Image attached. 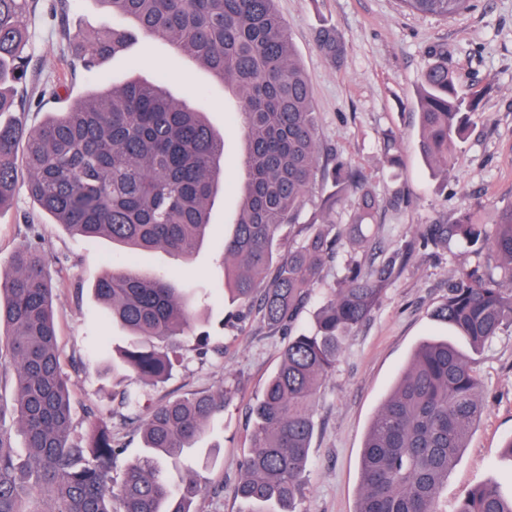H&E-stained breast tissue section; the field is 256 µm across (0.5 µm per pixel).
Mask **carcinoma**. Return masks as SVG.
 I'll return each instance as SVG.
<instances>
[{"mask_svg": "<svg viewBox=\"0 0 512 512\" xmlns=\"http://www.w3.org/2000/svg\"><path fill=\"white\" fill-rule=\"evenodd\" d=\"M33 0H0V113L18 102L8 79L23 83ZM148 38L168 43L172 58L190 56L238 100L234 123L245 135L239 216L220 246L230 318L258 317L288 332L281 363L251 409L252 448L236 497L254 512H301L302 479L315 432L320 389L352 330L363 324L390 284L402 252L383 260L350 259L315 313L312 328H293L322 282L340 240L368 255V230L379 200L368 180L331 150L321 155L311 77L295 59L275 0H98ZM405 10L452 18L472 0H399ZM133 33L114 27L73 33L85 69L120 52ZM317 48L341 63L346 43L334 26L319 29ZM439 61L420 75L416 101L419 150L435 173L448 174L454 151L478 112ZM22 151L24 170L16 164ZM390 168L400 166L396 138H382ZM23 181L40 211L87 241L109 238L125 250L155 249L190 262L210 224V204L224 182V135L201 105L174 98L157 80H128L93 90L69 110L29 129L0 123V210ZM318 213L305 219L307 198ZM355 199L349 222L333 215ZM283 224H299L302 241L278 254ZM37 227L0 268V383L14 393L12 418L28 454L15 453L0 408V512H196L205 491L197 473L178 482L176 468L224 412L227 393L191 392L154 408L139 425L143 446L122 461L112 422L100 418L84 440L71 438L73 401L63 373L52 314V278L39 251ZM423 245L455 239L498 259L497 272L462 269L434 316L480 351L512 326V201L491 224L470 211L452 224H427ZM101 316L129 332L118 360L153 384L178 360L170 340L191 330L190 294L166 274L119 270L93 288ZM481 413L472 363L445 340L423 343L368 429L356 512H445L443 492ZM457 512H512V495L481 484Z\"/></svg>", "mask_w": 512, "mask_h": 512, "instance_id": "obj_1", "label": "carcinoma"}]
</instances>
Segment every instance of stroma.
I'll list each match as a JSON object with an SVG mask.
<instances>
[{
	"instance_id": "35a3bbf8",
	"label": "stroma",
	"mask_w": 512,
	"mask_h": 512,
	"mask_svg": "<svg viewBox=\"0 0 512 512\" xmlns=\"http://www.w3.org/2000/svg\"><path fill=\"white\" fill-rule=\"evenodd\" d=\"M54 3L36 0L30 20L29 83L22 106L29 125L99 86L136 76L153 79L158 64L172 56L166 42L138 36L95 70L64 69L61 61L73 48L65 29L109 28L117 20L98 0H66L61 18L54 14ZM276 9L289 28L297 61L312 78L321 142L363 173L382 201L370 227L376 251L391 252L422 225L450 224L467 210L491 221L512 201V0H475L473 9L451 19L409 13L399 0H276ZM326 24L336 26L346 41L347 53L338 66L328 63L315 45L317 29ZM440 50L461 91L480 98L475 122L445 176L433 174L418 152L420 125L414 109L421 71ZM176 70L168 83L170 93L179 99L200 93L208 122L225 135L224 187L210 207L207 241L193 258L194 266L207 273L203 285L209 288L220 277L216 245L232 232L238 214L243 142L225 119L236 103L225 95L223 82L189 58L181 59ZM54 81L66 83V91L56 99H40L42 87ZM388 131L396 134L403 160L395 173L381 150ZM399 187L408 201L397 206L392 196ZM30 224L39 229L53 272L57 342L73 397L72 439H81L95 418L108 416L115 439L131 458L141 450L138 421L152 407L187 392L230 390L220 421L181 465L203 470L208 479L202 512H242L234 487L251 447L249 406L278 368L287 334L255 318L233 327L227 321L231 305L216 296L201 299L197 308L211 336L207 349H198L194 336L180 337L181 357L166 382L146 384L131 374L113 383L112 367L96 348L104 342L120 344L124 331L100 319L94 285L117 260L144 272H172L181 267V258L163 250L120 257L111 240L90 243L72 236L41 214L21 185L11 207L0 212L1 266L24 242ZM492 265L488 253L452 241L415 251L403 266L371 318L347 340L321 389L303 512H355L363 445L373 418L420 344L447 334V325L436 321L433 312L447 298L458 270ZM470 360L484 409L448 472V512H455L465 492L481 483L512 493V458L504 453L512 439V327L481 352L471 353ZM125 392L137 394L136 408L120 406Z\"/></svg>"
}]
</instances>
